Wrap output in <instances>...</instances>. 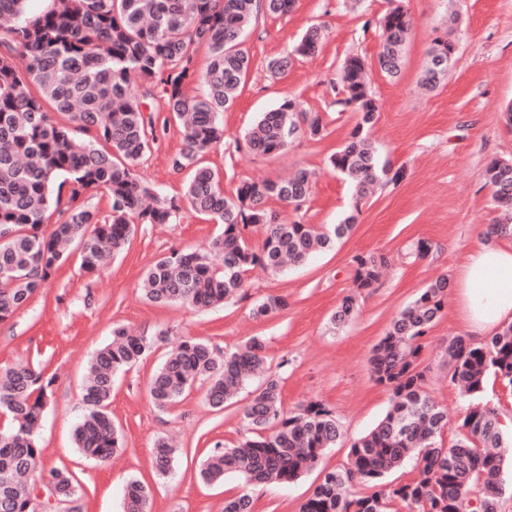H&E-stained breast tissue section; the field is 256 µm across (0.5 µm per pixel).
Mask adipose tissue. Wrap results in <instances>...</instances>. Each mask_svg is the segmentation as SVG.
Returning a JSON list of instances; mask_svg holds the SVG:
<instances>
[{
    "mask_svg": "<svg viewBox=\"0 0 512 512\" xmlns=\"http://www.w3.org/2000/svg\"><path fill=\"white\" fill-rule=\"evenodd\" d=\"M459 281L471 334L479 336L512 322V241L473 249Z\"/></svg>",
    "mask_w": 512,
    "mask_h": 512,
    "instance_id": "ef3b65f1",
    "label": "adipose tissue"
}]
</instances>
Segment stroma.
<instances>
[{
  "mask_svg": "<svg viewBox=\"0 0 512 512\" xmlns=\"http://www.w3.org/2000/svg\"><path fill=\"white\" fill-rule=\"evenodd\" d=\"M413 27L400 76L388 79L375 64L378 36L365 29L387 9V0H296L288 15H259L247 34L253 66L235 105L224 114V141L201 159L224 177L225 194L244 181L275 180L295 168L316 170L318 179L300 210L269 201L281 218L319 227L339 223L351 210L350 186L329 172L328 157L349 138L357 122L352 112L337 111L334 87L341 65L351 54L365 58L370 90L379 118L370 136L383 161L405 167L404 181L387 185L363 201L358 221L335 246L299 267L250 275L247 295L234 302L199 310L147 301L139 284L145 271L171 250L205 251L221 225L181 209L172 224H139L126 250L113 256L95 277L80 273L69 258L11 320L0 323V366L25 359L54 379V396L39 435L46 467H64L76 479V493L58 512H122L124 488L136 479L151 487L150 512H222L227 498L242 493L234 475L206 486L198 478L201 462L215 446H237L250 432L242 409L252 397L245 387L225 404L211 408L207 385L196 382L175 405L161 410L149 398L151 378L168 349L196 337L221 351L252 336L262 337L271 371L282 387L285 412L297 413L312 400L322 401L343 426V435L320 464L293 483L270 484L253 494L254 512H299L325 472L347 465L350 446L388 411L389 391L371 377L369 358L393 317L436 277L455 278L467 255L485 242L489 224L501 217L485 184L487 164L512 160V0H402ZM313 25L326 39L315 55L301 57L283 76L272 75L269 60L292 49ZM449 34L458 50L447 79L434 91L419 79L432 40ZM320 113L326 136L302 135L282 154L258 156L245 145L247 129L260 113L285 98ZM157 139L137 168L141 179L162 195L182 200L187 172L171 160L183 144V129L171 113L153 115ZM429 246L418 256V242ZM384 256L386 274L366 292L357 316L337 329L330 316L349 293L353 258ZM270 294L288 299L279 315L257 319L255 304ZM135 334L166 331L137 365L115 381L108 406L122 433L123 446L105 463L85 458L74 445L73 429L84 414L83 386L92 354L106 344L113 324ZM466 333L456 292H449L440 318L422 339L425 389L448 413L444 447L458 440L455 427L467 409L448 381L442 347L449 337ZM179 445L174 471L162 479L152 464L158 438Z\"/></svg>",
  "mask_w": 512,
  "mask_h": 512,
  "instance_id": "obj_1",
  "label": "stroma"
}]
</instances>
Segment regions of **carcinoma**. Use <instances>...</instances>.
<instances>
[{
	"label": "carcinoma",
	"instance_id": "1",
	"mask_svg": "<svg viewBox=\"0 0 512 512\" xmlns=\"http://www.w3.org/2000/svg\"><path fill=\"white\" fill-rule=\"evenodd\" d=\"M27 0H0V20L15 24L0 30V322L11 319L42 284L73 254L82 273H99L103 259L128 244L137 224H171L179 204L161 198L140 179L136 167L156 140L153 119L144 114L145 99L159 100L182 124L184 147L173 159L175 170H190L184 198L189 208L223 225L206 254L171 250L143 275L141 289L156 304L198 309L219 306L247 295V272H280L305 264L347 235L356 222L351 214L333 229L299 221L285 222L268 208L276 200L299 209L308 199L314 174L306 168L286 179L243 182L224 194L221 174L200 164V157L224 138L223 114L239 96L252 66L246 32L260 13L288 14L294 0H56L33 18L24 17ZM379 33L377 62L396 78L404 66L412 20L400 4L374 22ZM324 39L312 26L292 53L269 62L283 73L295 56H312ZM207 44L210 63L203 73L193 66L198 44ZM454 44L437 37L428 51L421 85L437 88L448 76L446 62ZM361 58L342 64L341 90L334 101L340 111L358 114L348 140L329 156L333 171L352 179L355 206L383 183L404 180L402 167L381 162L368 136L378 105L367 86ZM203 87L189 97L183 85ZM144 88L139 96L132 84ZM68 117L70 126L54 121L47 106ZM317 138L325 131L320 114L292 99L265 112L246 134L257 155H277L299 132ZM105 142L110 149L99 148ZM493 203L512 209V161L493 160L486 168ZM104 190L111 214L102 218L87 194ZM60 220L50 233L44 225L50 211ZM263 231L260 246L246 233ZM357 290L375 287L384 259L371 254L354 258ZM448 278L430 284L393 319L373 350L374 380L392 392L385 416L351 445L346 467L324 475L299 512H389L395 501L409 512H498L505 493L503 472L509 463L512 435L505 432L496 409L479 403L492 375L512 390V324L483 343L463 336L448 339V379L470 400L457 423L460 438L446 448L442 433L448 413L425 390L420 339L439 319L447 297ZM288 308L282 295H268L253 314L272 317ZM357 311V295L342 297L331 316L339 328ZM144 336L115 324L112 339L89 361L84 401L87 413L73 431V441L86 457L105 461L121 448V433L107 410L115 378L152 348ZM267 365L259 337L240 349L221 353L208 342L188 337L167 354L155 371L149 397L164 410L177 403L196 380L209 386L206 399L224 408ZM54 379L33 365L0 370V512H35L33 488L21 481L36 471L55 484L58 497L75 494L69 471L44 468L38 435L54 395ZM254 437L237 447L215 446L202 462L205 484L240 477L245 486L288 484L318 465L342 434L336 416L323 403L311 401L294 415L284 413L279 380L268 376L243 410ZM178 450L156 441L153 464L168 477ZM414 460L418 475L404 484H386L385 476ZM356 484L375 491L359 495ZM151 491L138 480L126 487L123 512H149ZM224 512H253L248 492L224 501Z\"/></svg>",
	"mask_w": 512,
	"mask_h": 512
}]
</instances>
